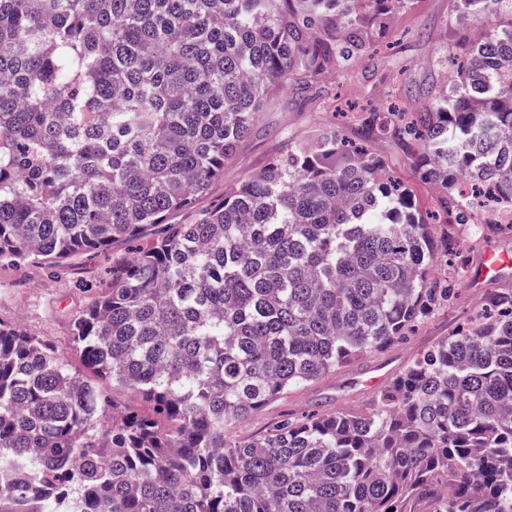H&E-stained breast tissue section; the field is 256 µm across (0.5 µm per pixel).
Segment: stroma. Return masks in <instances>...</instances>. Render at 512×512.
I'll use <instances>...</instances> for the list:
<instances>
[{
  "label": "stroma",
  "instance_id": "35a3bbf8",
  "mask_svg": "<svg viewBox=\"0 0 512 512\" xmlns=\"http://www.w3.org/2000/svg\"><path fill=\"white\" fill-rule=\"evenodd\" d=\"M456 29L454 0H407L391 13L388 30L379 39L377 53L352 67H330L306 91L296 84L271 97L250 134L237 145L224 174L193 203L194 210L210 208L246 178L263 171L289 148L314 142L325 130L337 131L346 141L362 138V123L353 108L383 109L404 95L406 111L425 106L442 86L441 59L453 45ZM375 151L387 172L410 185L422 214L432 222L435 236L452 235L460 261L440 259L433 278L455 282L457 296L451 309L418 323L406 340L394 348L360 358L320 379L291 390L249 418L236 424L238 439L263 432L281 415L297 418L361 406L399 375L414 355L450 335L482 305L487 294L512 290V276L481 288L469 285L482 252L488 247L512 256V224L488 229L487 212L478 210L470 224H451L436 189L424 185L415 168L418 146L389 137ZM132 245L115 241L104 251L79 255L57 269L41 265L0 266V322L20 327L53 345L75 369L83 364L71 344V327L90 301L76 286L80 280H103L113 258L128 255ZM466 276H459V268Z\"/></svg>",
  "mask_w": 512,
  "mask_h": 512
}]
</instances>
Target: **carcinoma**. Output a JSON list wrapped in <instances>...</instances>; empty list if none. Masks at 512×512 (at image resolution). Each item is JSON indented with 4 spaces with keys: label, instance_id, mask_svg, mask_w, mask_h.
Listing matches in <instances>:
<instances>
[{
    "label": "carcinoma",
    "instance_id": "obj_1",
    "mask_svg": "<svg viewBox=\"0 0 512 512\" xmlns=\"http://www.w3.org/2000/svg\"><path fill=\"white\" fill-rule=\"evenodd\" d=\"M404 3L0 0V265L152 236L82 285L72 345L92 375L0 323V512H512L510 291L366 410L230 433L455 299L429 271L457 243L373 144L419 141L457 224L483 188L512 206V0H456L453 79L424 110L390 105L358 146L297 145L166 223L274 90L371 56Z\"/></svg>",
    "mask_w": 512,
    "mask_h": 512
}]
</instances>
